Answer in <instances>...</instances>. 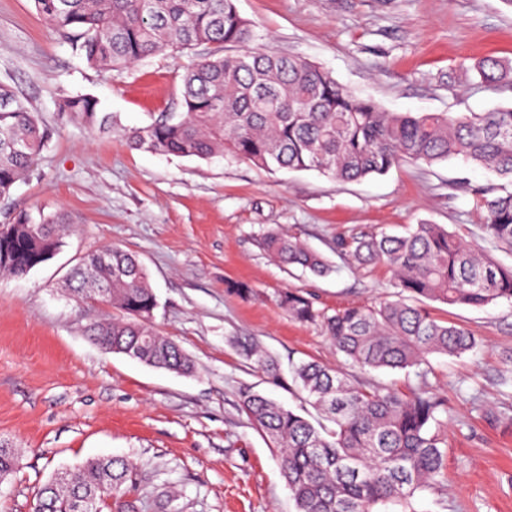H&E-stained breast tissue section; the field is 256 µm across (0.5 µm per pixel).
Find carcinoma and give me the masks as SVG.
Returning <instances> with one entry per match:
<instances>
[{"label": "carcinoma", "mask_w": 512, "mask_h": 512, "mask_svg": "<svg viewBox=\"0 0 512 512\" xmlns=\"http://www.w3.org/2000/svg\"><path fill=\"white\" fill-rule=\"evenodd\" d=\"M37 12L73 53L100 71L121 73L167 51L192 52L182 75V112L161 115L125 132L130 145L165 155L210 160L242 159L267 170L316 171L337 182L384 175L402 162L433 165L462 157L507 183L480 197L483 230L512 251V106L490 112H386L358 96L300 55L248 48L251 25L236 0H34ZM232 52L219 54V49ZM482 83L512 75L496 59L473 66ZM58 109L100 134L112 133V113L88 94L64 96ZM46 143L38 113L14 90L0 84V196L33 168ZM63 217L36 220L19 212L0 233V275L22 277L60 251ZM263 250L277 263L322 277L333 266L288 234L270 229ZM336 252L358 268L386 265L396 298L330 314L299 291L278 297L299 322L322 324L336 351L361 369L406 370L428 357L460 356L477 345L471 331L440 321L419 301L484 307L512 303V267L481 257L439 224H416L404 236L361 231L336 239ZM78 303L101 302L117 318H91L88 336L102 348L158 369L190 374L195 366L173 340L150 322L157 300L139 259L103 247L83 257L68 279ZM238 356L273 380L278 367L257 341L234 336ZM293 389L326 421L315 427L282 403L249 387L239 401L252 424L281 455V474L296 512H377L398 506L407 512L421 490L437 485L444 452L435 429L448 407L431 392L403 394L366 385L316 361L291 369ZM20 465L16 449L0 443V476ZM138 468L122 458L92 460L61 473L36 493L32 512H140Z\"/></svg>", "instance_id": "carcinoma-1"}]
</instances>
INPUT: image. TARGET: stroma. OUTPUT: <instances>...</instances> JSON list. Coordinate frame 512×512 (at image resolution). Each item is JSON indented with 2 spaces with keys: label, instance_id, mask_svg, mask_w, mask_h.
<instances>
[{
  "label": "stroma",
  "instance_id": "1",
  "mask_svg": "<svg viewBox=\"0 0 512 512\" xmlns=\"http://www.w3.org/2000/svg\"><path fill=\"white\" fill-rule=\"evenodd\" d=\"M252 48L298 54L388 112H486L512 105V84L487 86L471 66L512 61L506 0H237ZM189 57L160 54L122 73L88 67L57 39L33 0H0V83L23 95L48 134L38 165L0 201L15 214L64 215L62 250L26 276L0 278V442L18 448L19 470L0 481V512H30L55 472L121 457L155 500L178 490L181 512H296L280 457L239 405L251 387L294 410L302 398L244 363L230 337H254L281 368L316 360L374 386L438 391L446 467L416 495V512H512V304H430L478 340L459 357L433 355L426 375L355 367L321 325L290 318L276 297L297 290L317 308L392 298L384 267L357 270L336 239L362 230L448 227L506 266L512 253L484 235L476 191L496 184L460 160L403 163L386 175L339 183L315 172H272L227 156L205 161L131 148L125 130L178 111ZM89 94L111 113V134L58 111L64 95ZM277 228L333 265L326 277L289 273L259 238ZM138 256L158 306L153 324L195 363L193 375L155 369L103 350L83 331L64 293L70 269L103 246ZM248 285V296L225 282Z\"/></svg>",
  "mask_w": 512,
  "mask_h": 512
}]
</instances>
